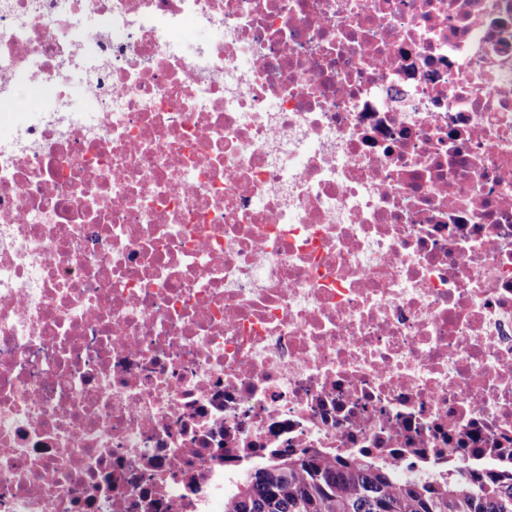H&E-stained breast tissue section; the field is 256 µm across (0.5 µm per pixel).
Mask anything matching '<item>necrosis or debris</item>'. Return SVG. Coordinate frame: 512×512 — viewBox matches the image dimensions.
Wrapping results in <instances>:
<instances>
[{"instance_id": "4bbe7bcc", "label": "necrosis or debris", "mask_w": 512, "mask_h": 512, "mask_svg": "<svg viewBox=\"0 0 512 512\" xmlns=\"http://www.w3.org/2000/svg\"><path fill=\"white\" fill-rule=\"evenodd\" d=\"M305 448L512 466V0H0V512Z\"/></svg>"}]
</instances>
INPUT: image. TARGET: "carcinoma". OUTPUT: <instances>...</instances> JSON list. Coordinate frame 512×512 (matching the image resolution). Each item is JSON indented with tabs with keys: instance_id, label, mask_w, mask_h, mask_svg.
Listing matches in <instances>:
<instances>
[{
	"instance_id": "carcinoma-1",
	"label": "carcinoma",
	"mask_w": 512,
	"mask_h": 512,
	"mask_svg": "<svg viewBox=\"0 0 512 512\" xmlns=\"http://www.w3.org/2000/svg\"><path fill=\"white\" fill-rule=\"evenodd\" d=\"M512 512V471L402 478L361 458L319 449L251 468L224 498V512Z\"/></svg>"
}]
</instances>
